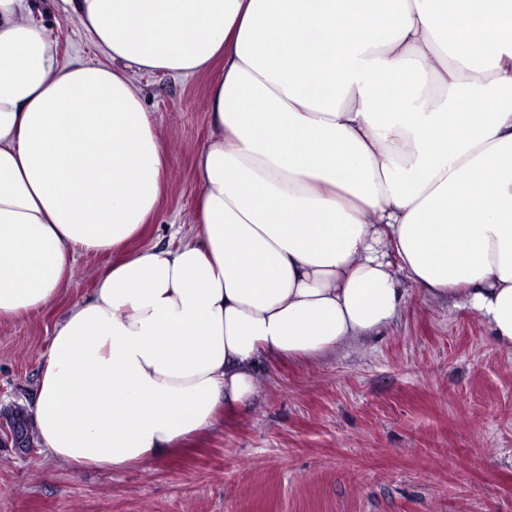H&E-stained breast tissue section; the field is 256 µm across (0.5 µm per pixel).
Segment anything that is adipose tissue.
I'll use <instances>...</instances> for the list:
<instances>
[{
    "label": "adipose tissue",
    "mask_w": 512,
    "mask_h": 512,
    "mask_svg": "<svg viewBox=\"0 0 512 512\" xmlns=\"http://www.w3.org/2000/svg\"><path fill=\"white\" fill-rule=\"evenodd\" d=\"M65 3L104 62L60 61L44 0H0V321L112 257L39 364L43 453L186 447L263 361L372 335L413 290L512 351V0ZM216 59L196 231L129 250L166 158L137 76Z\"/></svg>",
    "instance_id": "1"
}]
</instances>
